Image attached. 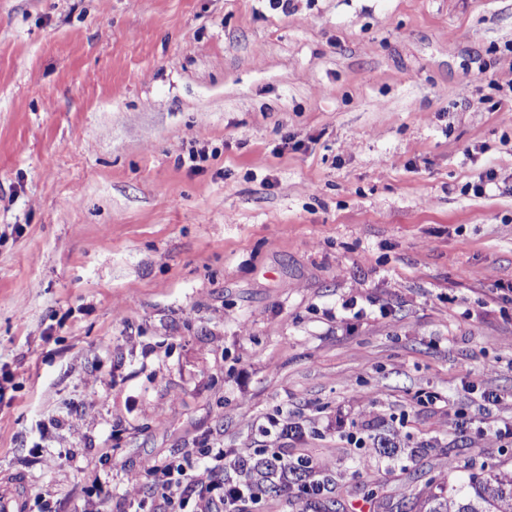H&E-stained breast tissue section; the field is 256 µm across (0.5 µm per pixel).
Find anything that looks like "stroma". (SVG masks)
<instances>
[{
  "mask_svg": "<svg viewBox=\"0 0 512 512\" xmlns=\"http://www.w3.org/2000/svg\"><path fill=\"white\" fill-rule=\"evenodd\" d=\"M494 74L512 0H0V479L23 512H135L150 466L216 443L311 459L338 512L512 483V447L455 428L512 420ZM283 403L300 433H263Z\"/></svg>",
  "mask_w": 512,
  "mask_h": 512,
  "instance_id": "1",
  "label": "stroma"
}]
</instances>
